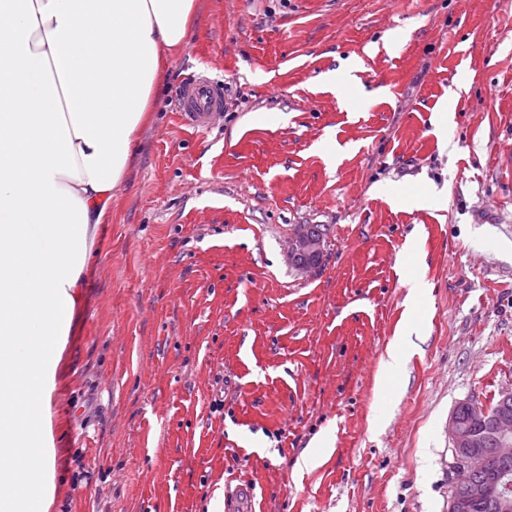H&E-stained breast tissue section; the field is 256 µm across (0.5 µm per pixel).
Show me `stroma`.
<instances>
[{
	"label": "stroma",
	"instance_id": "35a3bbf8",
	"mask_svg": "<svg viewBox=\"0 0 512 512\" xmlns=\"http://www.w3.org/2000/svg\"><path fill=\"white\" fill-rule=\"evenodd\" d=\"M197 5L60 339L47 512H215L244 482L263 512H448L453 408L512 386V0ZM298 224L329 229L308 272ZM222 99L223 90L219 85L203 78L190 79L181 91V121L195 130L208 128L212 119L221 113Z\"/></svg>",
	"mask_w": 512,
	"mask_h": 512
}]
</instances>
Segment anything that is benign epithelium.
I'll list each match as a JSON object with an SVG mask.
<instances>
[{"instance_id": "obj_1", "label": "benign epithelium", "mask_w": 512, "mask_h": 512, "mask_svg": "<svg viewBox=\"0 0 512 512\" xmlns=\"http://www.w3.org/2000/svg\"><path fill=\"white\" fill-rule=\"evenodd\" d=\"M328 234L314 235L309 227L297 226L290 235L289 258L300 270L316 268L323 257ZM471 416L466 422L453 409L448 420L456 479L448 496V512H471L472 504L493 501L499 512H512V480L506 470L494 471L475 448L488 441L500 463L512 461V388L498 395L496 410L465 401Z\"/></svg>"}]
</instances>
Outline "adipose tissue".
<instances>
[{
	"label": "adipose tissue",
	"instance_id": "ef3b65f1",
	"mask_svg": "<svg viewBox=\"0 0 512 512\" xmlns=\"http://www.w3.org/2000/svg\"><path fill=\"white\" fill-rule=\"evenodd\" d=\"M195 0H0V512H46L59 338Z\"/></svg>",
	"mask_w": 512,
	"mask_h": 512
}]
</instances>
